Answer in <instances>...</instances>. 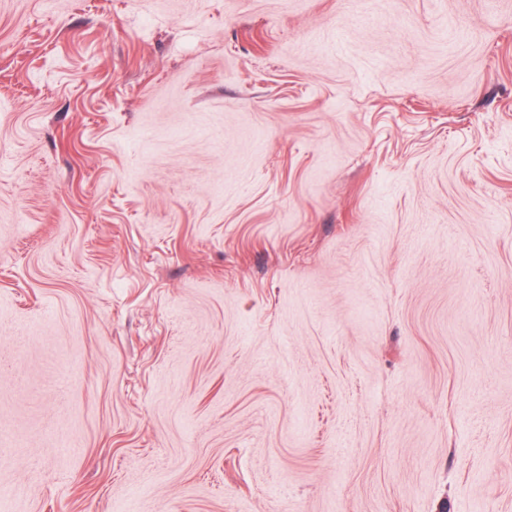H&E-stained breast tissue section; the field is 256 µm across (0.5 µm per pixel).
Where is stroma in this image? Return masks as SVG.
<instances>
[{
    "mask_svg": "<svg viewBox=\"0 0 512 512\" xmlns=\"http://www.w3.org/2000/svg\"><path fill=\"white\" fill-rule=\"evenodd\" d=\"M0 512H512V0H0Z\"/></svg>",
    "mask_w": 512,
    "mask_h": 512,
    "instance_id": "1",
    "label": "stroma"
}]
</instances>
